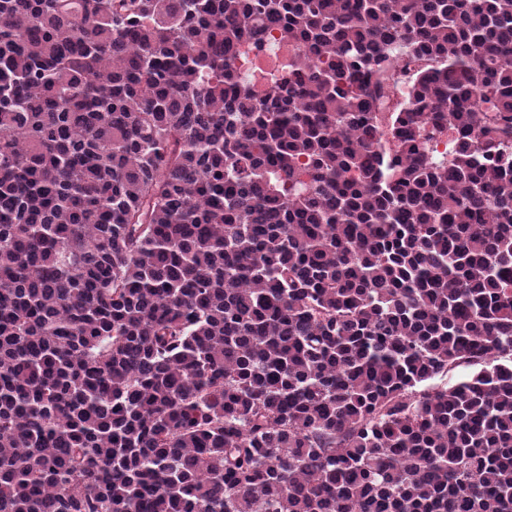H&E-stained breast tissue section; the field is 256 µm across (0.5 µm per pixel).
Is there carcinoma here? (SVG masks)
<instances>
[{
    "instance_id": "carcinoma-1",
    "label": "carcinoma",
    "mask_w": 512,
    "mask_h": 512,
    "mask_svg": "<svg viewBox=\"0 0 512 512\" xmlns=\"http://www.w3.org/2000/svg\"><path fill=\"white\" fill-rule=\"evenodd\" d=\"M0 512H512V0H0ZM290 48L288 43H277L270 50L260 53L244 67L253 82H263V78H268L278 72L280 63L288 58Z\"/></svg>"
}]
</instances>
